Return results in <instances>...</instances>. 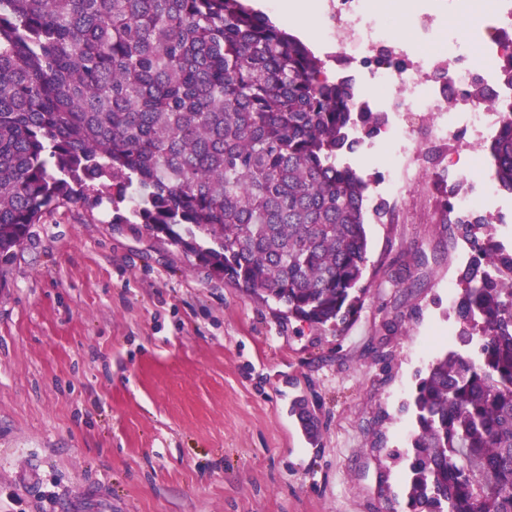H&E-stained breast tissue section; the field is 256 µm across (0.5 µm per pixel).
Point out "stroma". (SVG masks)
I'll return each mask as SVG.
<instances>
[{"label": "stroma", "instance_id": "stroma-1", "mask_svg": "<svg viewBox=\"0 0 512 512\" xmlns=\"http://www.w3.org/2000/svg\"><path fill=\"white\" fill-rule=\"evenodd\" d=\"M397 148L382 131L343 157L368 207ZM454 150L426 141L403 208L368 217L369 291L341 331L109 205L45 213L0 277V512H402L407 404L449 346L469 256L439 221Z\"/></svg>", "mask_w": 512, "mask_h": 512}]
</instances>
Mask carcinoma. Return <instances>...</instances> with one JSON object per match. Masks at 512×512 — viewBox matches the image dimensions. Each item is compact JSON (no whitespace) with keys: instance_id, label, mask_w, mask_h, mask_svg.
<instances>
[{"instance_id":"obj_1","label":"carcinoma","mask_w":512,"mask_h":512,"mask_svg":"<svg viewBox=\"0 0 512 512\" xmlns=\"http://www.w3.org/2000/svg\"><path fill=\"white\" fill-rule=\"evenodd\" d=\"M486 146L512 194V104ZM352 75L243 0H0V276L75 198L132 216L313 327L355 320L369 182L340 161L380 131ZM455 346L419 377L404 512H512V249L480 214Z\"/></svg>"}]
</instances>
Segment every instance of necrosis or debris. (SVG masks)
I'll return each mask as SVG.
<instances>
[{
    "instance_id": "1",
    "label": "necrosis or debris",
    "mask_w": 512,
    "mask_h": 512,
    "mask_svg": "<svg viewBox=\"0 0 512 512\" xmlns=\"http://www.w3.org/2000/svg\"><path fill=\"white\" fill-rule=\"evenodd\" d=\"M332 22L325 41L337 54L365 64L367 88L377 102L393 115L394 134L400 143L391 177L385 188L394 201H402L411 174L416 147L410 116L429 121L437 140L466 131L474 143L494 133L501 122L499 109L469 98L466 91L473 78L495 82L497 63L512 53V0H495L472 39L455 36L436 39L439 16L425 0H412L418 42L436 41L433 52H414L393 39L391 24L380 0H328ZM486 50L484 64L472 61L474 44ZM386 61H377V53ZM459 177L464 184L453 200L456 211L466 213L497 197L495 183L484 171L472 170L465 155H458Z\"/></svg>"
}]
</instances>
